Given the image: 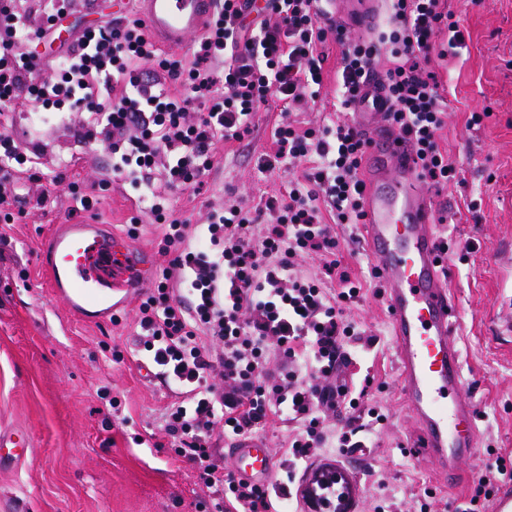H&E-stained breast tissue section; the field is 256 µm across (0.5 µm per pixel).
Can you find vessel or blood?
Segmentation results:
<instances>
[{
    "mask_svg": "<svg viewBox=\"0 0 512 512\" xmlns=\"http://www.w3.org/2000/svg\"><path fill=\"white\" fill-rule=\"evenodd\" d=\"M147 30L161 45L186 47L203 31L216 0H137ZM327 18H342L367 31L377 22L383 0H318ZM382 73L371 72L353 104L356 130L367 142L362 174L364 243L387 290L402 389L418 428L416 453L438 465L445 477L458 464L475 460L480 442L477 407L463 397L464 365L453 322L455 303L440 259L431 216L432 197L419 185L410 139L387 118L389 102ZM55 297L80 320L98 323L147 287L154 267L149 252L132 246L111 225L90 218L57 224L39 250ZM229 454L237 476L271 481L266 444L239 438Z\"/></svg>",
    "mask_w": 512,
    "mask_h": 512,
    "instance_id": "1",
    "label": "vessel or blood"
}]
</instances>
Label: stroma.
I'll return each instance as SVG.
<instances>
[{"instance_id": "35a3bbf8", "label": "stroma", "mask_w": 512, "mask_h": 512, "mask_svg": "<svg viewBox=\"0 0 512 512\" xmlns=\"http://www.w3.org/2000/svg\"><path fill=\"white\" fill-rule=\"evenodd\" d=\"M448 5L469 34L443 75L448 125L440 143L459 181L432 194L438 236L452 249L446 274L482 451L452 483L427 460L406 453L417 429L401 393L386 299L378 294L381 284L361 228L336 225L339 259L366 293L349 319L376 338L375 345L355 352L344 376L367 385L369 398L387 416L374 427L366 451L346 458L325 453L310 461V470L336 468L354 478L347 512H370L382 500L394 512H417L428 488L436 491L430 512H455L488 450L512 454V332L506 328L512 306L504 302L512 294V0ZM112 12V0H96L93 8H77L58 20L59 41L31 44L40 57L39 77L54 74L65 39ZM486 108L491 117L467 127L469 114ZM279 116L278 102H269L254 116L249 137L219 147L202 191L171 190V206L199 212L234 195L254 207L287 192L300 167L259 170ZM86 118L65 109L38 112L30 102L0 108V133H13L24 147H40L45 173L63 177L48 185L44 205L35 203L38 187L19 196L25 214L11 242L0 243V430L25 431L31 442L23 460L0 467V512H211L192 464L156 432L170 386L139 373L132 360H112L113 346L134 328L132 309H125L117 326L71 317L39 261L51 225L84 219L67 189L68 182L82 179L109 183L96 207L103 222L120 233L131 217H139L146 227L135 246L158 250L157 231L147 223L149 190L113 178L112 155L104 146L75 139V122ZM23 269L28 278H20ZM114 397L121 401L116 410L109 406Z\"/></svg>"}]
</instances>
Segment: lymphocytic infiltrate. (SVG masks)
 Returning <instances> with one entry per match:
<instances>
[{
    "instance_id": "1",
    "label": "lymphocytic infiltrate",
    "mask_w": 512,
    "mask_h": 512,
    "mask_svg": "<svg viewBox=\"0 0 512 512\" xmlns=\"http://www.w3.org/2000/svg\"><path fill=\"white\" fill-rule=\"evenodd\" d=\"M19 1L0 0V104L23 99L48 112H89L76 136L111 150L113 176L147 187L163 176L151 213L168 262L137 300L134 336L137 354L175 388L162 433L196 465L215 512H277L317 451L348 456L368 442L363 419L349 418L337 433L325 425L327 412L360 405L341 373L353 362L351 343L364 336L345 317L363 292L337 258L334 227L361 221L366 142L346 122L278 125L274 153L261 168L299 160L302 181L255 210H212L201 225L171 213L165 192L200 189L217 144L243 141L250 116L269 99L289 113L306 107L324 85L331 30L342 48V106L357 101L368 72L383 68L390 119L413 141L420 179L447 185L459 172L439 143L448 117L442 76L464 30L447 0H389L388 23L369 40L329 28L314 0H271L253 14L241 0H221L191 61L160 51L145 21L129 13L86 27L54 76L38 81V56L17 47L48 39L49 22L75 11L76 0H23V9ZM40 166V150L24 152L0 134L4 226L15 222L21 177L40 180ZM310 253L324 258L332 287L300 273L296 260ZM273 419L298 427L281 450L284 478L249 482L216 463L218 439L249 436ZM511 480L512 455L490 458L458 512H487L500 483Z\"/></svg>"
}]
</instances>
